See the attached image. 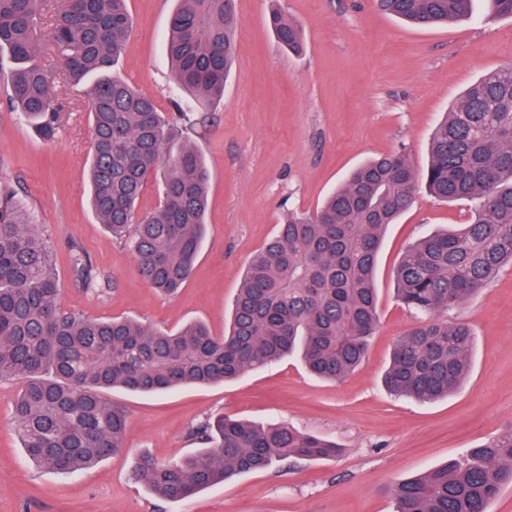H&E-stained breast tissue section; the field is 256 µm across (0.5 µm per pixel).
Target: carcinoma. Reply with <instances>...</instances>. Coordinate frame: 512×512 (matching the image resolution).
Listing matches in <instances>:
<instances>
[{"mask_svg": "<svg viewBox=\"0 0 512 512\" xmlns=\"http://www.w3.org/2000/svg\"><path fill=\"white\" fill-rule=\"evenodd\" d=\"M167 33L173 80L208 109L224 96L235 52L231 0H176ZM473 0H377L414 26L468 17ZM489 17H512V0H487ZM0 0V81L21 121L52 140L66 83L90 88L94 152L91 205L126 248L140 276L162 294L189 281L202 247L210 172L184 136L193 113L173 119L111 75L131 27L126 0ZM278 41L304 47L302 28L270 15ZM158 205L138 208L150 178ZM466 201L471 221L410 244L395 273L413 317L384 375L389 393L420 402L448 396L471 367L474 335L448 311L512 263V65L472 82L434 129L427 166L403 150L356 167L312 213L290 210L254 256L217 336L202 321L175 330L130 318L92 320L59 307L53 248L13 191L0 189V380L20 382L12 414L28 457L58 474L91 467L124 447L116 387L157 394L233 381L297 354L308 372L336 381L366 359L378 323L374 275L386 228L420 189ZM203 448L172 462L142 457L135 478L159 497L186 499L234 475L280 460L324 459L338 447L286 424L224 416L192 430ZM512 485V429L459 457L400 481L395 512H488Z\"/></svg>", "mask_w": 512, "mask_h": 512, "instance_id": "carcinoma-1", "label": "carcinoma"}]
</instances>
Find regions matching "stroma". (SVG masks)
<instances>
[{
	"label": "stroma",
	"mask_w": 512,
	"mask_h": 512,
	"mask_svg": "<svg viewBox=\"0 0 512 512\" xmlns=\"http://www.w3.org/2000/svg\"><path fill=\"white\" fill-rule=\"evenodd\" d=\"M234 5L237 51L224 96L199 112L170 71L165 37L175 0H127L132 27L114 73L159 111L196 112L187 136L210 171L203 249L175 296L150 287L90 209L88 84L67 87L51 141L19 122L0 86V184L16 191L51 238L63 309L168 329L201 320L223 335L250 259L288 210L315 211L351 169L399 148L425 166L431 133L451 103L485 73L512 65L508 17L416 28L384 14L376 0ZM275 9L302 26V53L275 40ZM468 218L466 203L423 192L388 227L377 268L379 326L367 360L343 380L314 378L286 358L223 385L158 396L112 390L110 400L129 416L124 450L89 469L62 475L31 462L11 415L20 385L0 381V512H394L395 483L512 428V266L448 312L474 333L471 372L457 391L423 404L391 396L382 385L393 345L412 322L394 285L406 245ZM76 250L106 282L104 294L87 291L73 273ZM221 415L285 422L336 442L340 452L279 462L177 502L134 479L141 455L159 462L186 457L196 449L192 427Z\"/></svg>",
	"instance_id": "1"
}]
</instances>
